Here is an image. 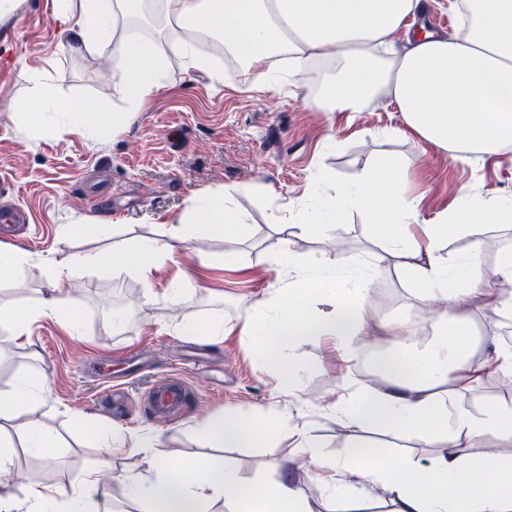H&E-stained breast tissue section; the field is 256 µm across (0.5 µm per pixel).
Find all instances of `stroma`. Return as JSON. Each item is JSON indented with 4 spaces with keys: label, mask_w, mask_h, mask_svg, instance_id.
<instances>
[{
    "label": "stroma",
    "mask_w": 512,
    "mask_h": 512,
    "mask_svg": "<svg viewBox=\"0 0 512 512\" xmlns=\"http://www.w3.org/2000/svg\"><path fill=\"white\" fill-rule=\"evenodd\" d=\"M66 7L65 0H13L0 11V206L14 202L26 210L30 230L13 247L45 261L21 281L0 283V302L33 304L52 294L70 295L83 318L78 336L45 317L32 325L24 343L8 339L0 345V391H9L26 374L42 376L46 391L20 421L52 431L61 442L52 461L17 449L14 493L22 494L31 476L48 484L78 482L88 467L105 460L79 422L112 420L159 435L162 451L172 457L209 453L270 482L290 471L302 495L321 503L323 489L288 435L265 447L213 449L201 433L210 419L228 412L242 417L285 412L310 421L316 435L334 447L356 439L354 430L330 413L346 365L327 343L311 339L295 349L304 390L301 398H289L275 392L251 342L233 328L274 282L265 250L274 217L300 221L301 202L319 179L352 182L378 159L394 155L408 167L406 191L416 199L415 221L428 224L459 205L465 191L481 202L512 198V147L459 163L448 151L418 144L390 100L372 102L352 120L316 110L305 102L319 71L315 64L298 85L254 91L240 67L215 52L209 37L199 39L197 48L209 57L213 73L187 74L180 59L168 55L162 89L131 113L112 84L113 72L124 63L119 46L107 41L96 59L71 52L56 20ZM43 89L61 99L92 101L101 111L128 119L106 139L41 137L10 106ZM206 186L231 190L251 226L248 240L217 235L186 242L144 276L93 265L72 280L51 275L50 266L74 255L92 257L116 243L159 237ZM68 224H97L101 230L68 235L63 231ZM335 236L348 256L373 247L370 219L362 212L337 224ZM227 253L238 257V265H222ZM185 274L197 285L192 302H166ZM148 288L157 298L150 306L143 303ZM370 295L372 325L409 313L416 336L429 337L433 312L414 298L393 261L385 262ZM113 309L125 320L110 330L104 319ZM213 317L224 318L232 330L214 345L216 357L205 368L188 357L195 340L178 326ZM87 358L95 359L93 370H83ZM174 377L185 384L187 404L179 418L161 424L148 410L150 389ZM150 458L144 450L109 459V505L116 512L127 505L123 476L146 471Z\"/></svg>",
    "instance_id": "1"
}]
</instances>
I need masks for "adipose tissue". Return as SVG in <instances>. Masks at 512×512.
Segmentation results:
<instances>
[{
	"instance_id": "obj_1",
	"label": "adipose tissue",
	"mask_w": 512,
	"mask_h": 512,
	"mask_svg": "<svg viewBox=\"0 0 512 512\" xmlns=\"http://www.w3.org/2000/svg\"><path fill=\"white\" fill-rule=\"evenodd\" d=\"M419 7L420 0H79L78 10H66L59 22L74 50L96 57L119 20L149 10L162 19L159 43L125 37V62L112 75L115 90L135 110L162 88L161 44L179 53L185 72L192 73L209 65L195 49L197 39L216 35L255 88L268 86L275 57L319 61L330 73L320 89L306 96L310 107L353 117L372 100L392 99L424 145L449 150L457 162L511 147L512 0H465L469 28L454 38L429 30L411 34L408 20ZM399 33L406 34L409 49L379 54L378 46ZM12 109L48 136L108 137L123 124L92 102L47 93L16 99ZM406 178L405 163L388 157L356 181L311 188L303 204L305 224L274 225L266 240L276 273L274 290L252 307L240 331L251 337L259 363L284 396L296 397L302 390V369L293 351L305 340H322L346 362L359 363L371 329L369 286L379 256L350 259L328 248L318 268L309 269L292 253L289 233L295 228L317 234L329 244L347 214L367 213L374 234L412 283L415 298L438 311L424 343L415 340L410 315L381 323L387 344L372 350L369 362L383 386L349 372L342 383L346 395L331 413L359 431L414 429L432 456L421 461L360 443L335 448L317 439L310 422L285 413L264 419L229 413L205 424L204 436L227 448L288 431L323 488L325 508L319 511L289 477L269 483L205 459L172 458L158 451L156 436L88 423L87 431L107 455L153 449L148 469L124 480L125 499L136 512H209L219 501L227 512H362L354 488L358 481L388 493V512H512V455L484 448L492 441L512 445V404L491 401L475 412L465 399L480 383L483 369L512 373V346L493 336L479 337L470 312L480 295L497 307L501 323L512 324V252H502L489 274L481 272L488 227L512 224V199L491 207L467 200L437 222L418 226L415 203L404 190ZM217 234L245 240L250 226L228 189L209 187L191 198L164 237L116 244L89 259L75 257L54 267L53 274L72 278L89 264L143 274L147 261L170 258L177 244ZM458 238L467 240L466 249L449 253ZM45 316L73 333L82 331L79 304L69 297L0 304V328L16 339L29 335L32 324ZM480 346L486 354L479 358L475 350ZM44 391L43 378L24 376L13 390L0 392V419L17 417ZM443 439L448 448L437 451ZM20 444L48 460L58 455L59 442L48 430L26 427L18 443L0 432V512H92L93 497H108L109 480L99 465L70 487L30 480L24 500H17L9 491L10 465Z\"/></svg>"
}]
</instances>
